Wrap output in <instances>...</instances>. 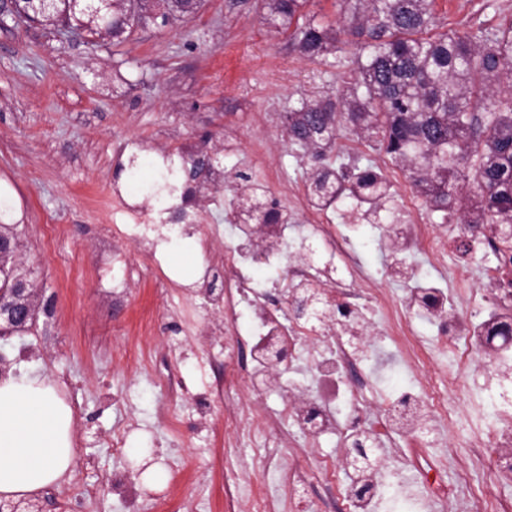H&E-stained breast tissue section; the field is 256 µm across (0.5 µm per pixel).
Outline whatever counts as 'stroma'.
I'll return each instance as SVG.
<instances>
[{
	"mask_svg": "<svg viewBox=\"0 0 512 512\" xmlns=\"http://www.w3.org/2000/svg\"><path fill=\"white\" fill-rule=\"evenodd\" d=\"M448 30L497 24L512 16V0H436ZM334 67L300 55L287 34L269 26L261 0H202L190 21L133 27L118 44L94 46L53 30L0 21V196L10 207L0 221L16 225L26 267L35 273L37 311L23 335L0 339L11 369L35 370L53 381L73 409L77 454L71 476L39 493L41 512H129L112 478L130 472L131 448L149 449L165 478L142 488L144 512L168 499L174 512H225V483L238 485L236 512H248L251 491L274 483V466L287 461V440L263 433L242 445L224 441V410L199 423L194 395L219 377L233 379L231 397L267 414L281 408L289 378L254 392L244 378L247 344L198 341V326L219 321L195 283L202 266L219 263L225 244L241 243L224 221V195L199 200L195 235L142 250L127 236L131 218L116 199L142 206L143 183L163 160L181 176L189 166L184 143L219 161L227 176L243 173L267 184L272 198L289 204L290 182H305L310 158L286 135L298 99L335 96ZM326 163L379 167L393 184V207L414 191L405 171L383 152L342 130ZM109 235L128 273L124 301L112 298V268L99 256ZM209 250H201V238ZM152 354L136 367L122 356L134 346ZM174 373L190 388L171 396L159 378ZM477 390L453 399L456 424L426 448L442 465L448 500L426 512H469L487 492L512 500V476L489 474L467 445L484 423ZM138 428L125 451L112 434L128 421ZM466 461L467 476L456 463ZM97 494L87 498L86 488Z\"/></svg>",
	"mask_w": 512,
	"mask_h": 512,
	"instance_id": "obj_1",
	"label": "stroma"
}]
</instances>
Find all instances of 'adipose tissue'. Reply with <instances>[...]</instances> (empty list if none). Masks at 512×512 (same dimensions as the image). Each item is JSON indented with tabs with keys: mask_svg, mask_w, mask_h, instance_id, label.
<instances>
[{
	"mask_svg": "<svg viewBox=\"0 0 512 512\" xmlns=\"http://www.w3.org/2000/svg\"><path fill=\"white\" fill-rule=\"evenodd\" d=\"M74 413L35 371L0 375V499H27L72 471Z\"/></svg>",
	"mask_w": 512,
	"mask_h": 512,
	"instance_id": "1",
	"label": "adipose tissue"
}]
</instances>
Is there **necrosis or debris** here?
<instances>
[{
	"mask_svg": "<svg viewBox=\"0 0 512 512\" xmlns=\"http://www.w3.org/2000/svg\"><path fill=\"white\" fill-rule=\"evenodd\" d=\"M293 209L310 213L319 235L329 243L336 263L323 275L312 260L311 245L288 254L286 218L264 225L266 244L261 254L236 247L224 251L225 282L222 290L201 278L199 291L219 309V323L201 331V338L229 335L241 340L251 333V367L246 379L253 391H261L275 364L296 368L282 408L273 415L243 413L233 401H225L224 414L232 421L230 439L254 432L276 433L295 428L306 446L291 451L288 465L276 476V491L260 493L253 512H282L284 502L294 500L312 468L321 469L324 488L335 485L332 463L310 455L323 437L338 438L345 461L347 482L342 492L345 512H378L385 491L383 473L387 448L393 438L408 447L427 446L435 432L433 419L443 426L453 422L448 398L460 391L470 375L483 380L481 402L487 422L475 445L480 448L490 473L512 471V249L502 248L490 233L468 224H452L447 234L425 225L385 219L359 208L329 213L312 206L305 187L294 189ZM387 226L389 237L399 239L398 252L390 254V278L409 277L419 285L398 298L371 281L365 265L350 253L353 227ZM466 243L467 258L445 263V243ZM424 248L428 268L410 262L417 248ZM269 266L287 263L288 310L279 312L244 276L256 259ZM381 316L384 327L370 329L365 309ZM434 324L437 334L424 343L412 330L413 322ZM391 339L400 363L423 371L435 354L451 353L455 370L436 377L427 375L424 385L383 400L382 414L371 417L367 394L372 391L365 360L380 353L379 343Z\"/></svg>",
	"mask_w": 512,
	"mask_h": 512,
	"instance_id": "obj_1",
	"label": "necrosis or debris"
}]
</instances>
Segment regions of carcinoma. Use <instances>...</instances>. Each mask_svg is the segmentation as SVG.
<instances>
[{
	"label": "carcinoma",
	"instance_id": "carcinoma-1",
	"mask_svg": "<svg viewBox=\"0 0 512 512\" xmlns=\"http://www.w3.org/2000/svg\"><path fill=\"white\" fill-rule=\"evenodd\" d=\"M307 0H262L265 20L289 32L310 60L351 54V80L336 100L301 98L287 116L288 140L318 158L348 124L402 167L416 192L450 224H481L512 246V18L436 32L435 0H336L339 25L311 17ZM138 0H112L98 15H82L92 42L120 40L133 25ZM71 0H53L43 14L18 21L73 28ZM308 192L328 203L356 200L381 209L389 183L372 166L354 174L310 169ZM23 267L0 269L7 297Z\"/></svg>",
	"mask_w": 512,
	"mask_h": 512
}]
</instances>
